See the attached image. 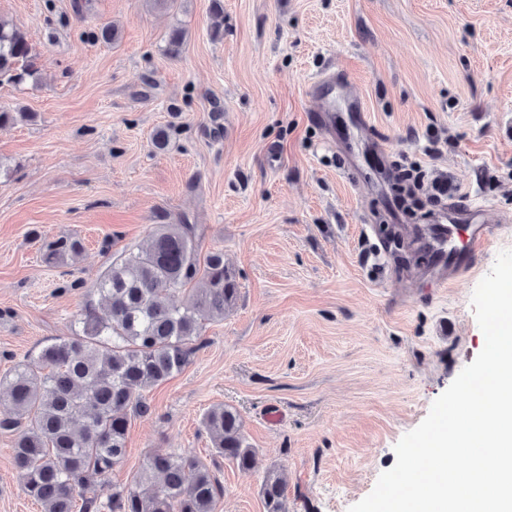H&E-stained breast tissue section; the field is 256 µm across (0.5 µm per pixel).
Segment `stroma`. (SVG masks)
I'll return each instance as SVG.
<instances>
[{
  "instance_id": "1",
  "label": "stroma",
  "mask_w": 512,
  "mask_h": 512,
  "mask_svg": "<svg viewBox=\"0 0 512 512\" xmlns=\"http://www.w3.org/2000/svg\"><path fill=\"white\" fill-rule=\"evenodd\" d=\"M0 0L40 71L0 82L33 118L0 131V376L70 336L113 253L158 224H195L239 294L181 372L147 392L107 498L155 452L191 450L224 488L217 512H264L268 469L288 512H348L396 463L395 444L484 346L471 305L512 249V0ZM113 25L114 41L98 39ZM185 39L167 52L173 29ZM332 70L366 108L325 124L309 83ZM170 129L165 150L154 131ZM420 163L421 194L483 207L498 236L473 273L430 283L429 220L384 249L385 173ZM73 236L46 263L41 237ZM235 408L256 450L241 473L201 425ZM0 433V512H41ZM83 250L81 240L71 236H59L45 240L43 257L48 264H57L67 259H74Z\"/></svg>"
}]
</instances>
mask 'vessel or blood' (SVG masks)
I'll use <instances>...</instances> for the list:
<instances>
[{"instance_id": "1", "label": "vessel or blood", "mask_w": 512, "mask_h": 512, "mask_svg": "<svg viewBox=\"0 0 512 512\" xmlns=\"http://www.w3.org/2000/svg\"><path fill=\"white\" fill-rule=\"evenodd\" d=\"M342 87L332 72L322 73L312 82L311 95L326 116H333L336 93ZM496 230L484 208L451 203L443 220L432 225L426 240L434 287H447L471 271L477 256L494 241Z\"/></svg>"}]
</instances>
